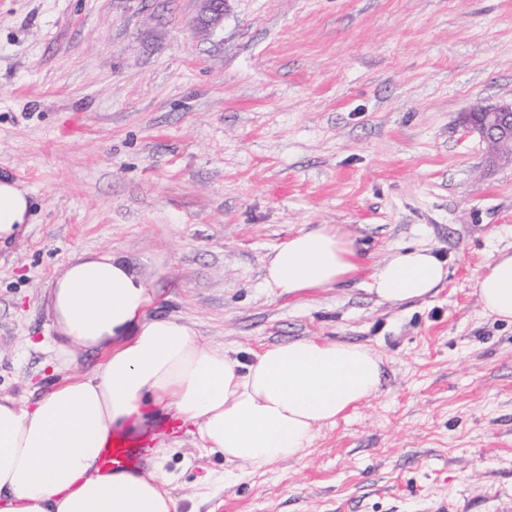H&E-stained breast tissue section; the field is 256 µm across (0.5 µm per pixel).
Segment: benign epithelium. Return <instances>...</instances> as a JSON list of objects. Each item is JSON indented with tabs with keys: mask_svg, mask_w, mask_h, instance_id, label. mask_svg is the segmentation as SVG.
<instances>
[{
	"mask_svg": "<svg viewBox=\"0 0 512 512\" xmlns=\"http://www.w3.org/2000/svg\"><path fill=\"white\" fill-rule=\"evenodd\" d=\"M224 18V0H204L198 23L214 32ZM464 126L487 143L490 165L512 164V102L474 108L464 113Z\"/></svg>",
	"mask_w": 512,
	"mask_h": 512,
	"instance_id": "benign-epithelium-1",
	"label": "benign epithelium"
}]
</instances>
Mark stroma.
<instances>
[{"label":"stroma","instance_id":"obj_1","mask_svg":"<svg viewBox=\"0 0 512 512\" xmlns=\"http://www.w3.org/2000/svg\"><path fill=\"white\" fill-rule=\"evenodd\" d=\"M0 0V177L31 202L0 248V395L54 381L48 285L109 250L154 276L153 314L236 357L302 338L363 344L377 395L300 459L224 475L175 450L178 512H498L512 502V324L476 269L512 250V166L465 112L512 100V0ZM340 226L360 270L295 296L274 248ZM425 247L430 297L371 291ZM203 1L205 5L198 23L202 27L214 32L219 28L224 18V0ZM448 277V269L427 248H401L375 268L371 291L400 302L430 295Z\"/></svg>","mask_w":512,"mask_h":512}]
</instances>
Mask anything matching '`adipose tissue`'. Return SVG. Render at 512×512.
Masks as SVG:
<instances>
[{"label": "adipose tissue", "instance_id": "obj_1", "mask_svg": "<svg viewBox=\"0 0 512 512\" xmlns=\"http://www.w3.org/2000/svg\"><path fill=\"white\" fill-rule=\"evenodd\" d=\"M30 202L0 178V245L27 233ZM359 269L352 240L329 224L299 230L274 249L265 282L279 294L328 288ZM448 275L426 248L399 249L376 267L371 290L400 302L430 295ZM483 313L512 323V252L478 268ZM55 363L81 350L105 357L66 376L29 404L0 395V512H178L161 469L176 433L150 454L149 469L105 471L99 450L115 431L146 432L164 416L222 458L226 475L299 458L318 428L373 397L382 362L364 345L299 339L252 358L230 356L190 325L151 315L157 290L112 251L74 256L52 282Z\"/></svg>", "mask_w": 512, "mask_h": 512}]
</instances>
